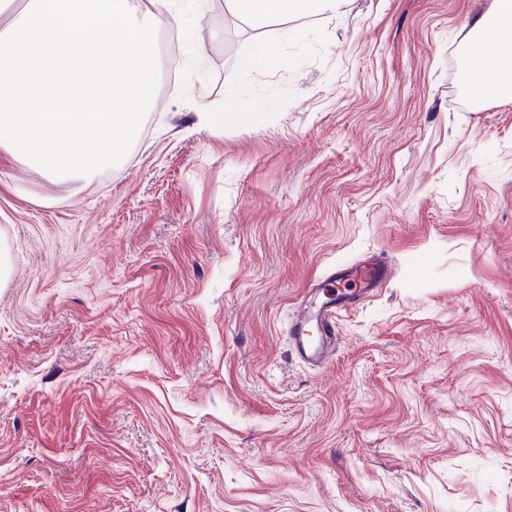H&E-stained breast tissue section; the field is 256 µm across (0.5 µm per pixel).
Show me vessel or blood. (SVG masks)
<instances>
[{
    "label": "vessel or blood",
    "instance_id": "obj_1",
    "mask_svg": "<svg viewBox=\"0 0 512 512\" xmlns=\"http://www.w3.org/2000/svg\"><path fill=\"white\" fill-rule=\"evenodd\" d=\"M390 274L385 257L375 256L364 261L351 276L331 272L311 283L287 326L289 343L297 359L314 368L329 363L339 344V314L373 296Z\"/></svg>",
    "mask_w": 512,
    "mask_h": 512
}]
</instances>
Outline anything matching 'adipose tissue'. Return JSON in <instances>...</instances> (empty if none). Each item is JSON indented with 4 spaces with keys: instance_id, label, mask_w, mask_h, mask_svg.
Returning <instances> with one entry per match:
<instances>
[{
    "instance_id": "ef3b65f1",
    "label": "adipose tissue",
    "mask_w": 512,
    "mask_h": 512,
    "mask_svg": "<svg viewBox=\"0 0 512 512\" xmlns=\"http://www.w3.org/2000/svg\"><path fill=\"white\" fill-rule=\"evenodd\" d=\"M225 4L239 19L262 27L276 20L333 18L343 0H225ZM473 26L480 31L478 39L462 46L463 54L476 64L466 76L473 98L511 97L512 58L501 54L500 44L512 40V0H494L491 12L478 17Z\"/></svg>"
}]
</instances>
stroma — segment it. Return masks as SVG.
<instances>
[{
  "mask_svg": "<svg viewBox=\"0 0 512 512\" xmlns=\"http://www.w3.org/2000/svg\"><path fill=\"white\" fill-rule=\"evenodd\" d=\"M492 6L347 0L246 69L283 25L179 0L120 163L0 150V512H512V99L460 51ZM379 253L306 368L304 290ZM245 59L251 66H274L279 62L278 46L265 40H258L254 43L252 52Z\"/></svg>",
  "mask_w": 512,
  "mask_h": 512,
  "instance_id": "obj_1",
  "label": "stroma"
}]
</instances>
